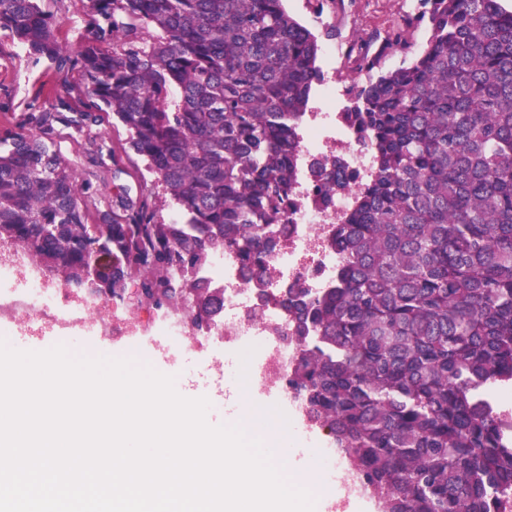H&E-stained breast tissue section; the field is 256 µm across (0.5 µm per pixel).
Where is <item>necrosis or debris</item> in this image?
<instances>
[{
	"instance_id": "1",
	"label": "necrosis or debris",
	"mask_w": 512,
	"mask_h": 512,
	"mask_svg": "<svg viewBox=\"0 0 512 512\" xmlns=\"http://www.w3.org/2000/svg\"><path fill=\"white\" fill-rule=\"evenodd\" d=\"M336 119V113L317 112L302 128L301 173L289 214L291 232L267 259L265 287L247 286L235 250L227 247L212 253L206 276L224 291V305L216 313L214 327L196 326L182 309L139 317L116 301L50 287L19 256H0V266L12 268L20 277L19 287L0 289V322L31 336L46 330H80L104 341L115 336H159L173 352L188 348L202 354L216 343L230 349L252 347L257 356L249 368L255 384L278 389L296 412H303L302 400L290 382L298 348L282 298L296 282L315 290L335 282L342 258L328 247L327 239L352 201L351 192L346 191L337 194L330 205L318 203L314 171L319 163L336 156L347 161L358 179L369 162L367 148Z\"/></svg>"
}]
</instances>
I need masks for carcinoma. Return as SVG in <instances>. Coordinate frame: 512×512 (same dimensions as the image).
Instances as JSON below:
<instances>
[{
	"instance_id": "obj_1",
	"label": "carcinoma",
	"mask_w": 512,
	"mask_h": 512,
	"mask_svg": "<svg viewBox=\"0 0 512 512\" xmlns=\"http://www.w3.org/2000/svg\"><path fill=\"white\" fill-rule=\"evenodd\" d=\"M54 0H0V38L74 83L41 85L44 105L0 119V245L46 280L107 289L138 305L210 314L201 277L234 249L248 283L283 242L296 190L300 122L318 36L283 0H93L77 43ZM387 34L426 23L408 65L352 81L344 123L370 174L334 225L336 282L288 291L301 354L291 383L332 435L380 512H503L512 499V415L484 396L512 382V10L501 0H419ZM358 71L380 57L350 46ZM84 108L71 106L72 96ZM128 134L181 219L154 202L94 186L116 161L90 136L102 114ZM95 170L78 181L61 135ZM322 202L351 188L346 166H319ZM96 218V223L89 220Z\"/></svg>"
}]
</instances>
